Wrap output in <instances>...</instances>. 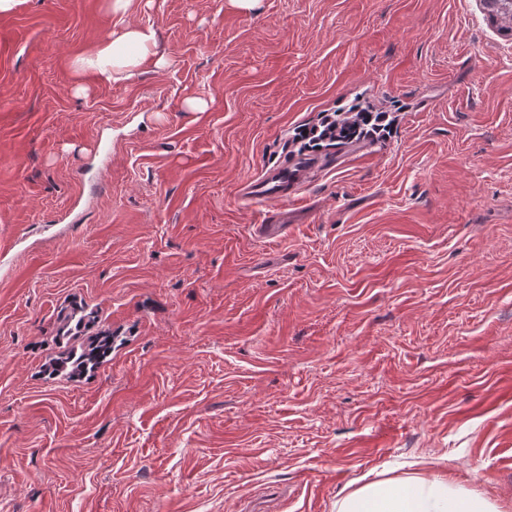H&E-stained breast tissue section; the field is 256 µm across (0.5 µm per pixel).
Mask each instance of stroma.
Returning <instances> with one entry per match:
<instances>
[{"label":"stroma","mask_w":512,"mask_h":512,"mask_svg":"<svg viewBox=\"0 0 512 512\" xmlns=\"http://www.w3.org/2000/svg\"><path fill=\"white\" fill-rule=\"evenodd\" d=\"M166 61L77 94L118 21ZM0 14V512H337L447 473L512 512V25L479 0ZM394 103L261 238L243 183ZM208 104L192 112L187 99ZM112 334L54 369L73 308ZM393 125L389 112L367 109L360 100H354L342 112L323 110L316 122L297 125L293 141L304 154L329 146L386 140L392 136ZM80 338L75 336L70 352L62 354L57 363H65L71 361L72 370L69 374L70 377H78L94 370L98 364L106 357L107 353L112 347V336L97 335L89 336L85 342H79ZM78 345L80 352H77ZM76 348V349H75Z\"/></svg>","instance_id":"35a3bbf8"}]
</instances>
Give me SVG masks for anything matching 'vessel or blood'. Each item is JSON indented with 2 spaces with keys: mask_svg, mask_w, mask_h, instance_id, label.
Listing matches in <instances>:
<instances>
[{
  "mask_svg": "<svg viewBox=\"0 0 512 512\" xmlns=\"http://www.w3.org/2000/svg\"><path fill=\"white\" fill-rule=\"evenodd\" d=\"M335 165L336 156L332 153L314 157L294 155L266 169L259 177L248 181L242 191L249 202L274 203L278 206L273 222L258 226V235L262 237L281 235L288 222V213L284 209L285 203L295 199L299 190L310 181L315 172L334 168Z\"/></svg>",
  "mask_w": 512,
  "mask_h": 512,
  "instance_id": "b4317fda",
  "label": "vessel or blood"
}]
</instances>
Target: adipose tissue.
<instances>
[{"label": "adipose tissue", "instance_id": "1", "mask_svg": "<svg viewBox=\"0 0 512 512\" xmlns=\"http://www.w3.org/2000/svg\"><path fill=\"white\" fill-rule=\"evenodd\" d=\"M152 29L123 26L111 32L94 50L72 62L76 76L92 75L98 83L130 81L141 73L146 61L163 67ZM338 512H499L498 507L473 491L457 488L447 478L436 476L412 481H375L348 494Z\"/></svg>", "mask_w": 512, "mask_h": 512}]
</instances>
